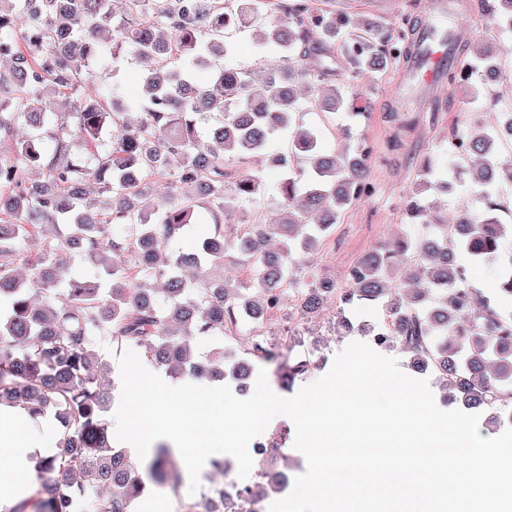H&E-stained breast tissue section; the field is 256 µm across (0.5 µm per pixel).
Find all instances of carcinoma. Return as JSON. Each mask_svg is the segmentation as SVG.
<instances>
[{
    "instance_id": "carcinoma-1",
    "label": "carcinoma",
    "mask_w": 512,
    "mask_h": 512,
    "mask_svg": "<svg viewBox=\"0 0 512 512\" xmlns=\"http://www.w3.org/2000/svg\"><path fill=\"white\" fill-rule=\"evenodd\" d=\"M122 2L118 14L113 0H0V405L52 417L60 429L9 512H67L80 488V512H132L147 490L143 475L177 486L168 446L145 463L114 442L97 337L138 349L173 376L241 381L254 360L273 357L262 328L290 289L297 294L290 324L321 316L334 298L337 325L351 332L345 308L386 303L390 347L432 370L465 407L512 424V224L502 222L496 203L501 183H512V160L499 161L500 131L512 126V111L500 113L493 130L460 137L461 156L448 168L423 163L404 202L406 230L362 255L342 289L302 259L313 260L340 211L364 198L371 149L362 143L351 153L321 152V132L303 125L300 113L307 105L334 113L348 104L330 80L332 50L344 51L354 76L382 74L401 58L411 61L414 43L378 18L365 19L348 39L350 19L314 0ZM479 8L497 28L512 29V0H479ZM242 10L261 23L258 51L273 54L262 81L224 66L232 51L225 19ZM126 54L148 64L135 97L115 78L114 63ZM306 55L317 64L303 66ZM496 66L494 49L478 42L448 79L467 82ZM201 69L209 78L198 83ZM95 76L96 93L82 96ZM211 116L217 121L200 132ZM21 122L28 132L16 138ZM284 134L291 151L271 150ZM263 164L286 170L267 220L246 209L262 193L248 168ZM464 173L485 211L477 219L465 212L440 224V234L416 239V227L439 224L425 198ZM161 183L169 188L164 200L156 194ZM202 199L215 219L234 217L236 237L219 228L191 251L171 254L167 242L193 222ZM52 224L67 232L53 234ZM114 224L127 225L128 234L113 236ZM230 250L257 263V291L224 273ZM460 256L494 267L492 294L465 279ZM76 262L97 266L103 277L71 274ZM241 317L260 336L251 350L228 363L219 348L198 362L194 338H222ZM313 357L282 363L279 381L289 386L306 376ZM287 440L285 431L267 440L268 458L244 490L253 512L287 486V473L275 467ZM237 509L222 484L188 505V512Z\"/></svg>"
}]
</instances>
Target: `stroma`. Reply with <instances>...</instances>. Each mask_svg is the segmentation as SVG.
<instances>
[{
	"label": "stroma",
	"mask_w": 512,
	"mask_h": 512,
	"mask_svg": "<svg viewBox=\"0 0 512 512\" xmlns=\"http://www.w3.org/2000/svg\"><path fill=\"white\" fill-rule=\"evenodd\" d=\"M430 0H327V8L346 13L352 21L376 16L397 27L408 22L417 28L429 12ZM465 7L454 21L456 48L477 41L492 42L502 70L483 98L472 100L465 84L442 87L434 95L405 93L396 80V69L374 75L351 76L344 56H336L333 65L337 85L361 107L351 111L323 113L303 110V124L322 128L321 146L346 152L355 142H368L373 153L368 180L372 195L341 211L334 232L325 240L315 261L319 271L330 274L340 287H347V275L355 262L368 250L392 242L404 222V195L418 178L424 160L439 165L448 163L451 138L479 126L492 129L498 113L512 110V32L490 28L481 15L477 0H464ZM433 205L444 223H454L461 211L479 216L484 202L468 184H460L454 194H435ZM335 302H328L321 317L313 320L305 343H317L319 364L305 378L313 383L331 368L338 352L351 343V336L338 335Z\"/></svg>",
	"instance_id": "35a3bbf8"
}]
</instances>
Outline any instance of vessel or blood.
I'll use <instances>...</instances> for the list:
<instances>
[{
    "instance_id": "b4317fda",
    "label": "vessel or blood",
    "mask_w": 512,
    "mask_h": 512,
    "mask_svg": "<svg viewBox=\"0 0 512 512\" xmlns=\"http://www.w3.org/2000/svg\"><path fill=\"white\" fill-rule=\"evenodd\" d=\"M445 14H429L415 33L418 55L403 71V82L408 88L428 93L437 92L447 67L454 61L453 40L443 30Z\"/></svg>"
}]
</instances>
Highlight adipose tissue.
Instances as JSON below:
<instances>
[{
    "instance_id": "obj_1",
    "label": "adipose tissue",
    "mask_w": 512,
    "mask_h": 512,
    "mask_svg": "<svg viewBox=\"0 0 512 512\" xmlns=\"http://www.w3.org/2000/svg\"><path fill=\"white\" fill-rule=\"evenodd\" d=\"M34 429L20 410L0 412V512L14 505L30 481L34 452L53 446L51 433L34 439Z\"/></svg>"
}]
</instances>
